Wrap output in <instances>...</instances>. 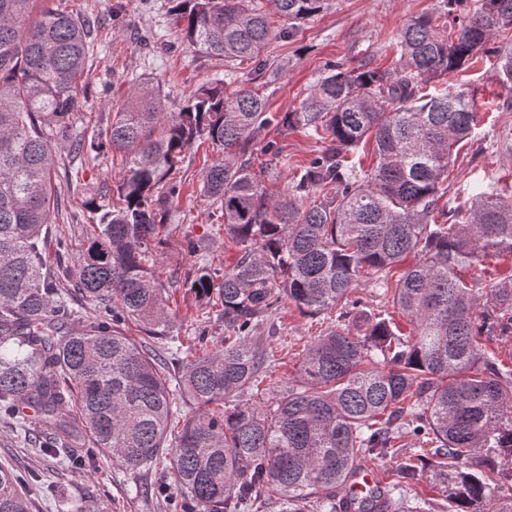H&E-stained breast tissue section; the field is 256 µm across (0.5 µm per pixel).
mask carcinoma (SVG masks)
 <instances>
[{"mask_svg": "<svg viewBox=\"0 0 512 512\" xmlns=\"http://www.w3.org/2000/svg\"><path fill=\"white\" fill-rule=\"evenodd\" d=\"M41 2L0 0V413L24 432L19 407L31 406L50 430L46 451L76 472L104 455L129 469L169 462L164 486L179 512H250L261 491L283 512H349L336 492L361 459L405 438L422 447L355 512H404L398 493L423 476L448 503L442 512H512V362L491 346L512 338V267L483 285L463 275L484 257L512 258V185L478 181L455 223L438 218L453 148L476 126L472 95L443 81L512 32V0H438L392 43L393 67L328 61L280 115L260 93L265 49L325 0H171L182 42L232 67L227 79L174 111L144 83L89 144L71 118L90 23ZM272 125L324 143L278 194L265 182L288 155L262 139ZM202 139L223 154L201 185L238 256L221 276L198 265L192 288L220 301L226 336L193 358L179 345L172 374L120 324L161 335L171 323L149 246L180 196L169 176ZM367 141L366 169L354 156ZM61 143L93 160L108 147L125 156L120 180L85 201L103 215L62 270L98 308L92 318L68 307L45 261ZM257 150L267 159L256 162ZM361 281L392 295L416 335L365 311L353 296ZM285 303L351 324L321 332L295 384L256 402L277 361L257 333ZM177 395L191 414L174 411ZM30 510L20 476L0 466V512Z\"/></svg>", "mask_w": 512, "mask_h": 512, "instance_id": "1", "label": "carcinoma"}]
</instances>
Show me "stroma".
I'll return each mask as SVG.
<instances>
[{"instance_id":"35a3bbf8","label":"stroma","mask_w":512,"mask_h":512,"mask_svg":"<svg viewBox=\"0 0 512 512\" xmlns=\"http://www.w3.org/2000/svg\"><path fill=\"white\" fill-rule=\"evenodd\" d=\"M90 19L94 26V55L79 79L81 106L74 119L93 136L112 121V114L132 93L133 85L158 86L169 104L179 103L198 87L223 78V62L187 48L168 13L170 0H51ZM437 0H327L315 17L301 23L293 39L272 42L266 52L276 68L270 85V112L297 107L306 97L324 64L336 60L354 67L366 60L387 66L394 57L389 46L408 21L429 13ZM497 56L479 55L452 75L451 86L473 92L478 123L464 142L439 202L440 223L450 224L458 207L469 199L467 191L477 178H502L512 183V158L501 146L512 143V120L504 110L512 103V88L497 76ZM220 154L204 143L187 151L176 173L182 191L175 201L157 255L156 276L169 300L173 321L164 335L149 337L137 325H126L128 335L144 340L161 357H169L171 337L187 338L206 331L210 341L224 337L220 305L202 302L191 288L198 256H205L216 271L232 266L237 248L225 242L221 212L201 196V172ZM123 155L116 152L90 163L85 156L60 147L52 185L58 193L52 211L46 260L50 267L73 265L82 244L81 228L90 223L84 202L102 185L121 175ZM65 251H58V242ZM271 342L279 359L272 369L280 388L297 375L296 351L323 331L318 318L302 315L294 305L279 310ZM46 435L36 423L18 433L11 420L0 417V466L33 476L49 484L50 494L32 497V512H169L162 481L154 469L129 470L111 457L100 458L97 470L82 474L60 468L43 453Z\"/></svg>"}]
</instances>
